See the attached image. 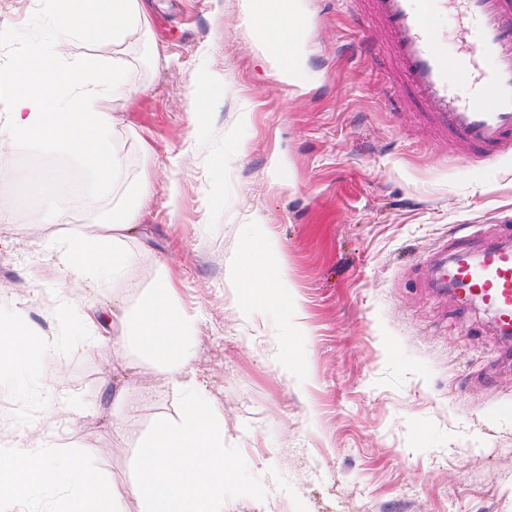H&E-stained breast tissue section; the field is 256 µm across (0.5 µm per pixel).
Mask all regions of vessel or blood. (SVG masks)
<instances>
[{
    "mask_svg": "<svg viewBox=\"0 0 512 512\" xmlns=\"http://www.w3.org/2000/svg\"><path fill=\"white\" fill-rule=\"evenodd\" d=\"M367 3L370 22L358 44L364 60L386 53L390 90L409 88L426 107L433 142L454 143L473 162L512 155V0H347ZM452 12L456 39L430 21ZM449 259L440 287L461 304L489 310L498 332L512 336V247L440 246Z\"/></svg>",
    "mask_w": 512,
    "mask_h": 512,
    "instance_id": "obj_1",
    "label": "vessel or blood"
}]
</instances>
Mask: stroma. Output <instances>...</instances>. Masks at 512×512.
<instances>
[{
  "instance_id": "stroma-1",
  "label": "stroma",
  "mask_w": 512,
  "mask_h": 512,
  "mask_svg": "<svg viewBox=\"0 0 512 512\" xmlns=\"http://www.w3.org/2000/svg\"><path fill=\"white\" fill-rule=\"evenodd\" d=\"M244 3L150 0L148 32L124 46L127 92L100 107L119 119L126 180L70 203L73 219L108 216L152 183L123 279L70 286L49 257L65 225L30 231L23 153L0 162V311L55 343L44 366L68 410L64 444L126 484L152 423L177 419L180 392L148 359L79 328L94 311L96 334L111 335L167 278L198 317L192 374L267 490L224 512H512V416L494 414L512 405V363L488 312L432 285L438 242L478 246L512 225V158L475 173L433 147L416 107L386 95L389 62L354 52L361 24L345 0H300L303 78L289 82ZM204 78L222 93L202 112ZM260 267L277 277L274 301L240 284ZM0 396L14 401L0 447L45 445L43 390L5 378Z\"/></svg>"
}]
</instances>
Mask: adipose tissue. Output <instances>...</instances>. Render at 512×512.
Returning a JSON list of instances; mask_svg holds the SVG:
<instances>
[{"mask_svg": "<svg viewBox=\"0 0 512 512\" xmlns=\"http://www.w3.org/2000/svg\"><path fill=\"white\" fill-rule=\"evenodd\" d=\"M256 27L264 38L276 42L282 51H289L292 30L298 15L296 8H283L281 0H251ZM42 183L54 186L56 192L48 211L35 213L36 224H64L68 230L57 246L56 259L65 275L98 280L124 278L130 257L122 247L138 221V206L152 194L149 182H140L136 194L137 206L119 215L104 218L89 215L85 223H72L67 189L71 176L64 169H49L39 175ZM46 341L36 336L29 323L0 318V373L21 370L40 386H48V377L41 365Z\"/></svg>", "mask_w": 512, "mask_h": 512, "instance_id": "adipose-tissue-1", "label": "adipose tissue"}]
</instances>
